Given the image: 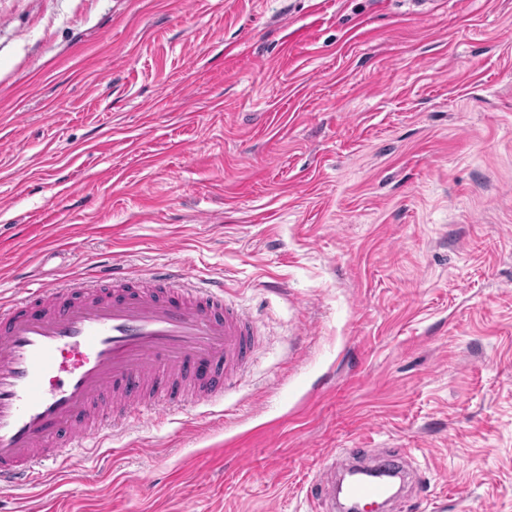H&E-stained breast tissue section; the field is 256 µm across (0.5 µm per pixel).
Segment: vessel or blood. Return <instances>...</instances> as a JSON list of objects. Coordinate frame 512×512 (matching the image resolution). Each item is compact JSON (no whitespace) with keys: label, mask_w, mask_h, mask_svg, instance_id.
Listing matches in <instances>:
<instances>
[{"label":"vessel or blood","mask_w":512,"mask_h":512,"mask_svg":"<svg viewBox=\"0 0 512 512\" xmlns=\"http://www.w3.org/2000/svg\"><path fill=\"white\" fill-rule=\"evenodd\" d=\"M259 332L220 279L190 266L134 277L107 263L84 277L43 282L29 272L0 301V489L46 482L76 453L159 410L213 406L239 384ZM309 489L325 507L338 493L373 512L393 497L382 482L337 490L325 469Z\"/></svg>","instance_id":"obj_1"}]
</instances>
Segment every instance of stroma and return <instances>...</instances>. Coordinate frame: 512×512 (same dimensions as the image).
<instances>
[{
    "label": "stroma",
    "instance_id": "obj_1",
    "mask_svg": "<svg viewBox=\"0 0 512 512\" xmlns=\"http://www.w3.org/2000/svg\"><path fill=\"white\" fill-rule=\"evenodd\" d=\"M0 0V299L104 256L250 309L237 389L0 512H317L408 449L394 512H512V0ZM321 459L318 470H316L315 475L309 482V489L315 495L318 502L322 506L327 507L328 510L336 502V497L339 498L340 494V490H336V482L330 481L325 471L330 461H332V464L336 463V456L324 455Z\"/></svg>",
    "mask_w": 512,
    "mask_h": 512
}]
</instances>
